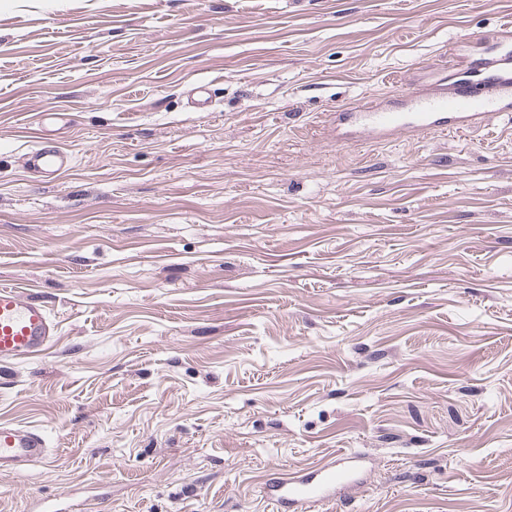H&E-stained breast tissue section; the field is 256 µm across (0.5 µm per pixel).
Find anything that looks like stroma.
Here are the masks:
<instances>
[{
    "mask_svg": "<svg viewBox=\"0 0 512 512\" xmlns=\"http://www.w3.org/2000/svg\"><path fill=\"white\" fill-rule=\"evenodd\" d=\"M512 0H0V284L57 332L0 362L50 460L0 512H512V127L336 139ZM209 84V107L191 90ZM61 141L59 176L27 166ZM351 457L342 459V463L335 466L334 463H330L326 467H321L315 470L309 478L303 479L297 475V472H293L275 483L276 491L279 493V497L286 501L298 502L301 504L311 501L313 498L320 496L329 490L336 487L337 484L341 483L345 478V469L342 467L344 463H347Z\"/></svg>",
    "mask_w": 512,
    "mask_h": 512,
    "instance_id": "35a3bbf8",
    "label": "stroma"
}]
</instances>
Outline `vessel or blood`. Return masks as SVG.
Instances as JSON below:
<instances>
[{
    "label": "vessel or blood",
    "instance_id": "1",
    "mask_svg": "<svg viewBox=\"0 0 512 512\" xmlns=\"http://www.w3.org/2000/svg\"><path fill=\"white\" fill-rule=\"evenodd\" d=\"M491 114L512 116V40L504 38L482 49L454 73L450 83L422 90L395 87L386 106L349 107L336 115L340 141L378 143L402 134L431 130L456 133L478 130ZM38 171L68 168L69 156L59 147L39 146L28 155ZM56 333L47 307L18 287L0 285V362L39 356ZM48 456L44 435L10 424L0 425V470H20ZM346 477L339 465L315 470L311 477L290 474L276 481L284 500L301 504L336 487Z\"/></svg>",
    "mask_w": 512,
    "mask_h": 512
}]
</instances>
